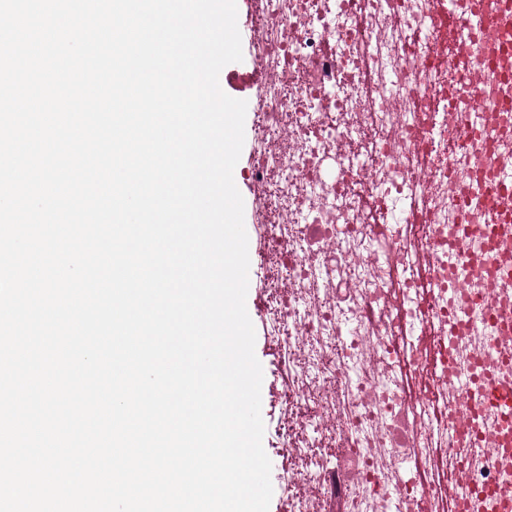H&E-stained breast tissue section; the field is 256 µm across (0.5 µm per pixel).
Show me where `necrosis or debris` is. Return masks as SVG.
Instances as JSON below:
<instances>
[{"mask_svg":"<svg viewBox=\"0 0 512 512\" xmlns=\"http://www.w3.org/2000/svg\"><path fill=\"white\" fill-rule=\"evenodd\" d=\"M431 11L254 0L283 512H512V27L444 66Z\"/></svg>","mask_w":512,"mask_h":512,"instance_id":"4bbe7bcc","label":"necrosis or debris"}]
</instances>
